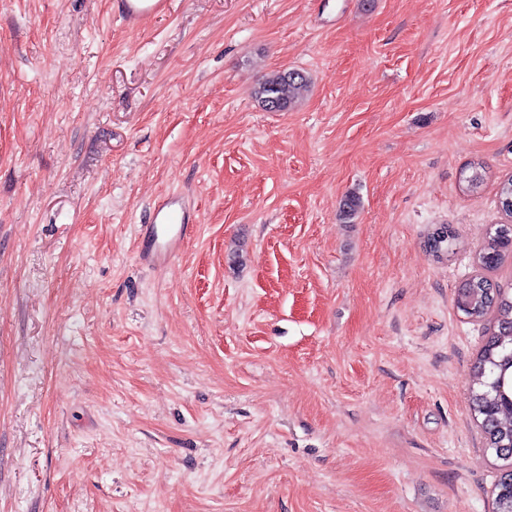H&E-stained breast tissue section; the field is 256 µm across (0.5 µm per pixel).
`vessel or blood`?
I'll list each match as a JSON object with an SVG mask.
<instances>
[{
  "instance_id": "vessel-or-blood-1",
  "label": "vessel or blood",
  "mask_w": 512,
  "mask_h": 512,
  "mask_svg": "<svg viewBox=\"0 0 512 512\" xmlns=\"http://www.w3.org/2000/svg\"><path fill=\"white\" fill-rule=\"evenodd\" d=\"M169 0H113L112 15L122 23L133 26L142 20L166 13ZM193 210L185 196L169 194L158 199L147 224L141 225L142 261L161 266L169 264L190 239Z\"/></svg>"
}]
</instances>
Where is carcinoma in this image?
I'll return each mask as SVG.
<instances>
[{
    "instance_id": "1",
    "label": "carcinoma",
    "mask_w": 512,
    "mask_h": 512,
    "mask_svg": "<svg viewBox=\"0 0 512 512\" xmlns=\"http://www.w3.org/2000/svg\"><path fill=\"white\" fill-rule=\"evenodd\" d=\"M305 74L278 71L255 91L260 106L269 112H284L295 107L306 90ZM486 179V167L477 162L464 176L467 187L475 191ZM498 200L501 210L512 215V177L499 183ZM360 208L359 196L351 192L345 196L339 219L345 223L353 219ZM512 257V224H500L489 235L486 245L478 253V263L485 269L500 266ZM456 308L474 320L495 313L493 332L479 351L475 376L478 389L472 394V409L481 418V429L488 447L505 461V468L497 484L494 512H512V295L480 276L462 282L455 291Z\"/></svg>"
}]
</instances>
